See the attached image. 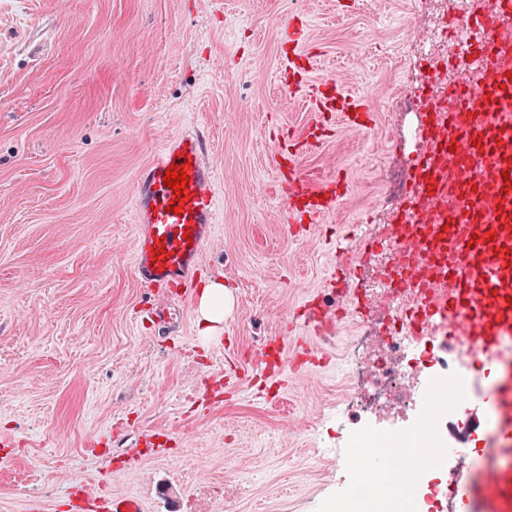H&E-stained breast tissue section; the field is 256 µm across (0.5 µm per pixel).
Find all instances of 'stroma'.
Segmentation results:
<instances>
[{
	"label": "stroma",
	"instance_id": "35a3bbf8",
	"mask_svg": "<svg viewBox=\"0 0 512 512\" xmlns=\"http://www.w3.org/2000/svg\"><path fill=\"white\" fill-rule=\"evenodd\" d=\"M292 16L307 27L311 79L376 114L367 132L330 129L305 152L307 172L353 175L305 229L289 226L272 163L307 121L283 92ZM426 32L420 0H0V512H76L89 494L131 495L146 512H334L360 483L337 444L406 428L420 404L413 378L363 416L341 402L361 326L364 370L392 358V306L368 286L378 244L364 240L336 337L315 339L305 310L316 294L336 303L324 282L337 239L401 216L411 51ZM196 126L218 200L197 283L223 280L232 299L219 337L166 297L172 326H153L134 267L136 176ZM275 338L329 362L279 387L263 365ZM469 419L441 432L473 469L485 405Z\"/></svg>",
	"mask_w": 512,
	"mask_h": 512
}]
</instances>
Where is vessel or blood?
I'll return each mask as SVG.
<instances>
[{
    "label": "vessel or blood",
    "mask_w": 512,
    "mask_h": 512,
    "mask_svg": "<svg viewBox=\"0 0 512 512\" xmlns=\"http://www.w3.org/2000/svg\"><path fill=\"white\" fill-rule=\"evenodd\" d=\"M512 0H472L475 40L459 41L480 73L474 81L448 84L442 96L421 101L420 135L414 174L404 192L399 223L384 227L377 240L406 233L415 253L409 285L429 316L424 331L472 346L495 373L491 390L495 434L480 469L454 477L451 497L462 512H512V355L500 342L512 336ZM289 98L303 101L312 129L328 122L346 131L370 129V103L338 83L301 81L287 86ZM205 133L189 131L168 143L144 166L134 190L137 241L135 270L141 288L153 295L197 300L196 261L212 236L217 198L215 173L207 160ZM303 151L279 150L273 162L283 178V198L292 224L319 223L348 191L344 178H311L301 168ZM184 169L186 192L164 183L171 166ZM180 199L179 212L170 209ZM359 241L337 242L331 271L352 270Z\"/></svg>",
    "instance_id": "obj_1"
}]
</instances>
